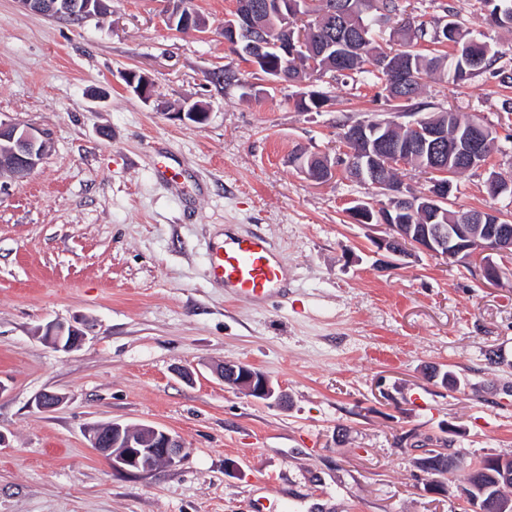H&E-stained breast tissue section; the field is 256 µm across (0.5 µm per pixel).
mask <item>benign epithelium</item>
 Segmentation results:
<instances>
[{
	"label": "benign epithelium",
	"mask_w": 512,
	"mask_h": 512,
	"mask_svg": "<svg viewBox=\"0 0 512 512\" xmlns=\"http://www.w3.org/2000/svg\"><path fill=\"white\" fill-rule=\"evenodd\" d=\"M22 7L42 13L63 16L91 17L100 14L104 0H19ZM284 22L283 35L276 43L258 30L254 16L258 13ZM164 22L180 30L203 32L206 22L201 15L186 7L185 0H166L163 8ZM299 15L285 16L279 8V0H261L259 3L244 2L235 10V15L224 21V43L252 60L261 61L270 47H275L281 61L293 58L309 66L313 76H320L318 60L329 47L315 49L307 38L308 28H296L294 20ZM123 80L129 90L144 100L150 99L151 78L145 73L128 71ZM179 120L202 124L209 112L194 104L176 113ZM409 117L406 126L413 133V144L401 148L391 144L388 137L377 136V129L361 120L349 123L344 128L342 159L345 165L360 176L373 181L376 194L372 198H360L347 208L350 219L356 224H370L372 213L379 216V224L389 234L376 242L377 249L392 258H401L403 253L395 249L403 240L408 252L417 250L453 259L462 265L468 263L472 253L483 257L481 269L484 279L497 285L502 279L501 267L493 255L512 254V228L503 222L500 211L490 210L495 222L487 223L476 232L469 224L448 223L449 196L453 181L449 180L450 158L462 167L483 170L492 179H499L492 169L493 156L488 154L490 136L482 123L474 121L463 133L448 137V125H441L417 116L415 112H401ZM418 148L429 150L430 167L427 169L431 191L420 203V209L430 213L429 223L410 224L404 214L415 211L408 207L405 184L396 183L386 177L388 168L398 169L413 165V152ZM47 154V141L43 132L21 127L19 124L0 119V171L7 172L14 180H22L43 162ZM298 171L315 184H325L336 178V161L326 153L310 157L308 164H299ZM38 337L57 350L73 351L81 348L86 341L83 323L65 324L52 321L38 330ZM216 376L224 383L231 381L233 387L245 392L256 400L280 397L273 381L261 371L243 363L225 362L216 368ZM64 397L55 392H42L35 398V405L42 411L57 408ZM91 447L112 461V470L132 476L153 472L163 463L171 466L181 457L182 443L169 430L149 425L131 427L112 422L93 427L89 434ZM485 465L497 470V483L512 481V459L494 457ZM471 512H512V498H501L483 489L472 499Z\"/></svg>",
	"instance_id": "7a95c632"
}]
</instances>
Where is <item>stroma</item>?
<instances>
[{
	"mask_svg": "<svg viewBox=\"0 0 512 512\" xmlns=\"http://www.w3.org/2000/svg\"><path fill=\"white\" fill-rule=\"evenodd\" d=\"M188 4L204 32L168 29L160 0H110L78 23L0 0V118L48 136L25 181L0 175V512H464L447 492L462 473L416 461L446 441L468 461L512 456V256L498 285L425 253L382 270L384 228L346 213L373 187L341 172L315 185L289 162L300 144L323 152L339 123L387 118L377 88L328 77L315 89L329 105L298 110L306 85L264 94L263 75L225 45L235 0ZM407 12L483 34L494 68L512 72V30L489 25L478 0H409ZM220 67L240 85L208 82ZM130 70L150 76V100L127 89ZM423 84L430 110L496 132L494 167L512 177V86L487 72ZM196 103L205 123L177 119ZM162 158L181 187L158 177ZM486 178L455 177L451 209L512 223V200ZM227 229L273 243L287 297L225 299L207 263ZM76 319L79 350L37 336ZM225 361L267 374L285 402L226 386L212 372ZM44 391L65 400L40 411ZM112 421L167 428L181 460L113 472L88 439Z\"/></svg>",
	"mask_w": 512,
	"mask_h": 512,
	"instance_id": "35a3bbf8",
	"label": "stroma"
}]
</instances>
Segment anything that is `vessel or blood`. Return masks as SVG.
<instances>
[{
    "label": "vessel or blood",
    "mask_w": 512,
    "mask_h": 512,
    "mask_svg": "<svg viewBox=\"0 0 512 512\" xmlns=\"http://www.w3.org/2000/svg\"><path fill=\"white\" fill-rule=\"evenodd\" d=\"M209 264L211 279L228 298L264 304L280 295L286 280L284 260L259 233L225 236Z\"/></svg>",
    "instance_id": "b4317fda"
}]
</instances>
